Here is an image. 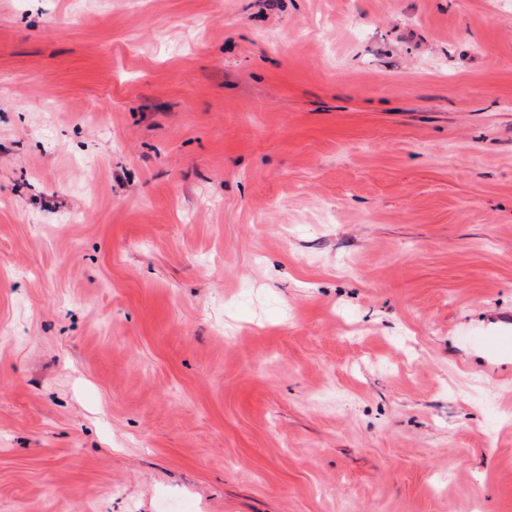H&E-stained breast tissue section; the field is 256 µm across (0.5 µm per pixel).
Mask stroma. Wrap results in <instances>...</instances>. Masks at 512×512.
Listing matches in <instances>:
<instances>
[{
    "instance_id": "35a3bbf8",
    "label": "stroma",
    "mask_w": 512,
    "mask_h": 512,
    "mask_svg": "<svg viewBox=\"0 0 512 512\" xmlns=\"http://www.w3.org/2000/svg\"><path fill=\"white\" fill-rule=\"evenodd\" d=\"M512 0H0V512H512ZM474 343L491 357L512 353V336L482 334L474 337Z\"/></svg>"
}]
</instances>
